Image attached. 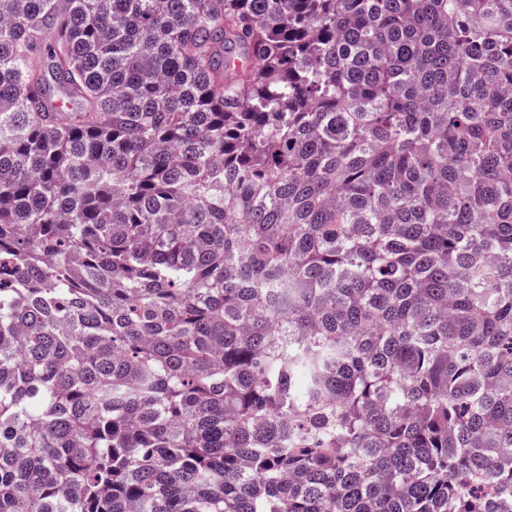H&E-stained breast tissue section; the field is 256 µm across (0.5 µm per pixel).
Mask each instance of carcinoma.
I'll return each mask as SVG.
<instances>
[{
  "label": "carcinoma",
  "instance_id": "carcinoma-1",
  "mask_svg": "<svg viewBox=\"0 0 512 512\" xmlns=\"http://www.w3.org/2000/svg\"><path fill=\"white\" fill-rule=\"evenodd\" d=\"M0 512H512V0H0Z\"/></svg>",
  "mask_w": 512,
  "mask_h": 512
}]
</instances>
